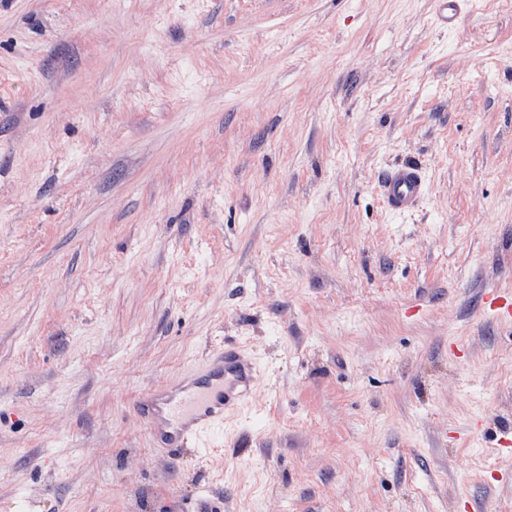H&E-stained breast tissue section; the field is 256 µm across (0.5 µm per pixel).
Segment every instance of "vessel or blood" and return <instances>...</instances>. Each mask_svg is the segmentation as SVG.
<instances>
[{"instance_id": "1", "label": "vessel or blood", "mask_w": 512, "mask_h": 512, "mask_svg": "<svg viewBox=\"0 0 512 512\" xmlns=\"http://www.w3.org/2000/svg\"><path fill=\"white\" fill-rule=\"evenodd\" d=\"M378 190L389 211L405 214L422 201L425 182L418 166L405 163L389 169ZM484 302L495 316L512 319L511 292H488ZM256 375L255 363L239 348L221 346L189 364L175 381L141 393L133 403L134 411L157 452L170 455L194 444L205 456L207 435L223 426L227 412L248 401Z\"/></svg>"}]
</instances>
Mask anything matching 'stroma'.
I'll use <instances>...</instances> for the list:
<instances>
[{"label":"stroma","mask_w":512,"mask_h":512,"mask_svg":"<svg viewBox=\"0 0 512 512\" xmlns=\"http://www.w3.org/2000/svg\"><path fill=\"white\" fill-rule=\"evenodd\" d=\"M434 14L0 0V512H512V0ZM224 343L252 397L158 454ZM385 207L397 214L414 211L425 194V182L420 168L405 163L389 169L378 184ZM484 302L489 311L503 319H512V293L491 291L485 294ZM256 375L255 363L239 347L220 346L189 364L175 381L141 393L134 411L157 452L172 455L192 442L206 456L215 448H208L205 438L224 425L227 412L248 401Z\"/></svg>","instance_id":"35a3bbf8"}]
</instances>
